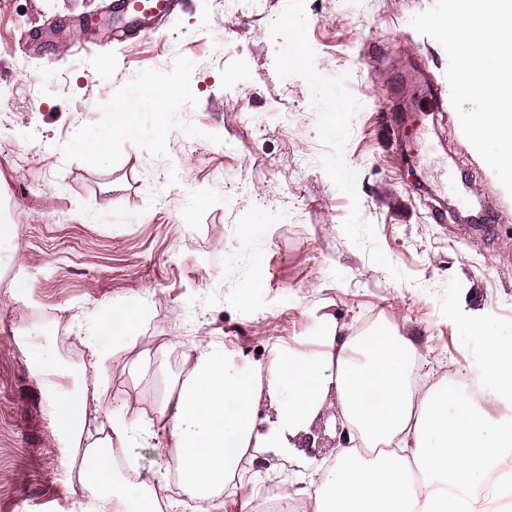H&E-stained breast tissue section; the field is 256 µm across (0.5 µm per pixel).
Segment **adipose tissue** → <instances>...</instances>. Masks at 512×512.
Segmentation results:
<instances>
[{"instance_id": "ef3b65f1", "label": "adipose tissue", "mask_w": 512, "mask_h": 512, "mask_svg": "<svg viewBox=\"0 0 512 512\" xmlns=\"http://www.w3.org/2000/svg\"><path fill=\"white\" fill-rule=\"evenodd\" d=\"M136 320L135 310L116 307L89 343L84 378L98 382L107 369L126 368L120 342ZM315 353H277L261 370L267 386L245 383L227 370L224 351L212 346L187 356L180 383L157 408V419L140 427L141 439L167 433L174 451L166 463L211 512L210 496L234 476L243 456L254 448V418L261 391L285 389L288 400L277 408L280 433L268 439L280 446L281 432L308 430L323 405H331L354 429L361 447L339 448L335 462L311 495V512H478L475 488L512 447V425H502L475 406L468 394L451 385L420 393L408 382L416 360L414 343L393 331L363 340L346 334L331 315ZM483 345L484 372L499 395L512 397V378L499 374L512 366V347L480 322L468 323ZM335 402H328V394ZM54 433L75 448L72 467L83 496L94 512H156L155 500L134 493L114 478L113 443H127L130 433L116 415L89 425L87 398L50 388ZM424 480L415 488L411 467Z\"/></svg>"}]
</instances>
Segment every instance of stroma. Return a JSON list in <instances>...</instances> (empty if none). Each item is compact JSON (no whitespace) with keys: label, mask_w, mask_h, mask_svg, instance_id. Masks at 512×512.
<instances>
[{"label":"stroma","mask_w":512,"mask_h":512,"mask_svg":"<svg viewBox=\"0 0 512 512\" xmlns=\"http://www.w3.org/2000/svg\"><path fill=\"white\" fill-rule=\"evenodd\" d=\"M265 2L184 0L156 34L118 44L111 0H0V223L19 227L0 238V512H80L42 365L66 369L69 348L86 361L113 306L139 311L130 367L108 371L89 407L133 427L176 381L178 355L220 346L235 371L239 341L264 363L320 335L325 314L352 334L381 319L434 385L481 368L463 322L512 341V195L454 108L420 91L446 79L443 47L409 24L435 0ZM89 18L105 46L87 53L72 43ZM140 85L143 131L89 162L77 143L106 135L113 101ZM178 87L160 133L153 100ZM398 107L433 112L438 161L410 155L385 119ZM444 164L466 174L484 226L436 222L456 205L437 188ZM324 468L258 449L212 512Z\"/></svg>","instance_id":"35a3bbf8"}]
</instances>
